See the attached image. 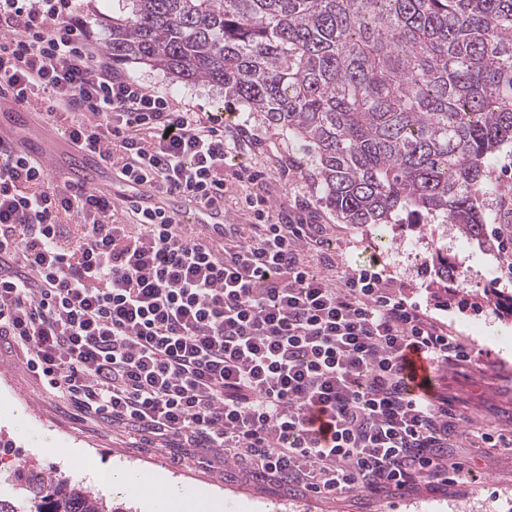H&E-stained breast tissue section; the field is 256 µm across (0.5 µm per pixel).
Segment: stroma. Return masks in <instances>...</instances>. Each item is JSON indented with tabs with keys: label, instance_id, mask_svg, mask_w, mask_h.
I'll list each match as a JSON object with an SVG mask.
<instances>
[{
	"label": "stroma",
	"instance_id": "obj_1",
	"mask_svg": "<svg viewBox=\"0 0 512 512\" xmlns=\"http://www.w3.org/2000/svg\"><path fill=\"white\" fill-rule=\"evenodd\" d=\"M122 68L145 87L196 111L230 113L235 122L246 124L251 138L245 151L263 173L269 205L289 218L325 225L333 243L331 254L342 265L355 267L379 259L384 279L401 285L404 300L427 305L433 317L466 340L478 355L477 365L433 372L434 391L475 424L495 426L512 437V359L503 357L497 341L499 331L512 330V309L482 300L489 288L512 295L501 247L512 237V146L486 164L488 186L481 199L488 228L485 244L466 240L456 225L440 216L404 212L398 223L380 229L346 224L322 202L317 183L304 176L308 156L302 144L265 129L225 100L220 87L174 81L135 61ZM437 250L447 253L462 271L445 289L434 281L432 255ZM40 436L76 449V456L68 462L43 456L36 445ZM473 454L476 479L459 494L423 487L396 496L356 491L335 500L291 495L260 478L224 470L208 456L132 447L126 432L64 407L27 374L17 354L0 348V464H27L64 480L72 467L92 463L154 469L196 493L222 498L223 512H507L512 506V451L483 447Z\"/></svg>",
	"mask_w": 512,
	"mask_h": 512
}]
</instances>
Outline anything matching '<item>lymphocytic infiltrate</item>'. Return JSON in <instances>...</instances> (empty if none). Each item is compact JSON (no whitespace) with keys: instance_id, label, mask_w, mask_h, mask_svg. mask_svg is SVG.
<instances>
[{"instance_id":"1","label":"lymphocytic infiltrate","mask_w":512,"mask_h":512,"mask_svg":"<svg viewBox=\"0 0 512 512\" xmlns=\"http://www.w3.org/2000/svg\"><path fill=\"white\" fill-rule=\"evenodd\" d=\"M84 9L0 0V91L47 97L48 123L128 188L223 208L247 128L113 69ZM249 204L252 223L225 225L216 249L135 197L54 181L0 139V343L85 416L305 493L466 485L465 448L499 436L415 393L408 356L468 367L473 350L375 265L310 275L330 246L321 229L262 193Z\"/></svg>"}]
</instances>
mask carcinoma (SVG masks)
Returning a JSON list of instances; mask_svg holds the SVG:
<instances>
[{"mask_svg":"<svg viewBox=\"0 0 512 512\" xmlns=\"http://www.w3.org/2000/svg\"><path fill=\"white\" fill-rule=\"evenodd\" d=\"M112 61L224 88L305 143L346 224L442 216L483 242L486 162L512 144V0H121ZM28 512H112L90 489L0 473Z\"/></svg>","mask_w":512,"mask_h":512,"instance_id":"cac0c4a2","label":"carcinoma"}]
</instances>
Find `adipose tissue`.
<instances>
[{
  "label": "adipose tissue",
  "instance_id": "adipose-tissue-1",
  "mask_svg": "<svg viewBox=\"0 0 512 512\" xmlns=\"http://www.w3.org/2000/svg\"><path fill=\"white\" fill-rule=\"evenodd\" d=\"M88 475L103 495L117 493L147 498L159 502L167 512H173L188 493L186 486L173 484L160 472L153 470L112 469L94 465L91 466Z\"/></svg>",
  "mask_w": 512,
  "mask_h": 512
}]
</instances>
